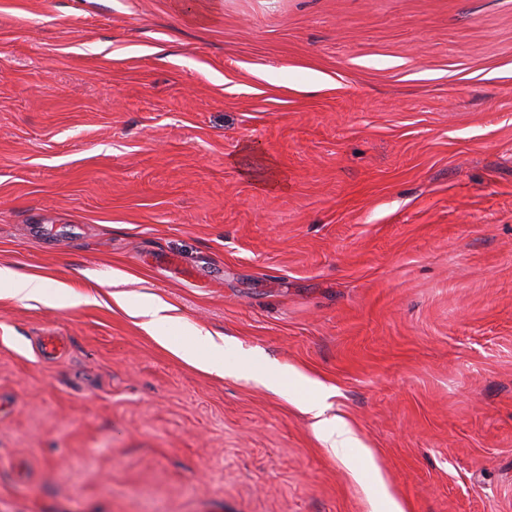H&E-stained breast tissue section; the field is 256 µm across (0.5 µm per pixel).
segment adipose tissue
<instances>
[{
  "mask_svg": "<svg viewBox=\"0 0 512 512\" xmlns=\"http://www.w3.org/2000/svg\"><path fill=\"white\" fill-rule=\"evenodd\" d=\"M0 298L22 303L34 301L67 308H76L96 300L95 295L78 293L68 284L49 275L22 274L7 265L0 266ZM168 309L167 303L152 300L128 307L127 312L130 316L141 318L142 329L158 345L171 350L176 357L199 371L219 377L244 372L270 383L281 382L287 377V368L272 366L257 356L227 359L224 355L226 346L223 337H215L194 328L185 330L181 344H172L169 336L163 331L164 326L172 322L167 314Z\"/></svg>",
  "mask_w": 512,
  "mask_h": 512,
  "instance_id": "ef3b65f1",
  "label": "adipose tissue"
}]
</instances>
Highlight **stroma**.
Here are the masks:
<instances>
[{
    "mask_svg": "<svg viewBox=\"0 0 512 512\" xmlns=\"http://www.w3.org/2000/svg\"><path fill=\"white\" fill-rule=\"evenodd\" d=\"M0 264V512H512V0H0ZM0 298L17 302L34 301L76 308L82 304L98 303L93 294H81L64 282L41 273L22 274L8 265L0 266ZM113 299L132 317L146 318L139 323L141 328L161 347L170 350L176 357L193 368L219 377L244 372L259 380L282 385L281 380L288 376V368L274 367L258 356L240 357L228 360L224 356L227 343L223 336H212L195 328L183 332L182 343L173 345L170 336L163 331L173 318L165 313L171 307L162 300H152L134 307L127 306L124 300L113 294ZM327 407L320 399L306 405V411L312 413L313 427L330 443V448L335 452L343 448H352L354 438L349 429L341 427L336 429V418L326 417Z\"/></svg>",
    "mask_w": 512,
    "mask_h": 512,
    "instance_id": "obj_1",
    "label": "stroma"
}]
</instances>
